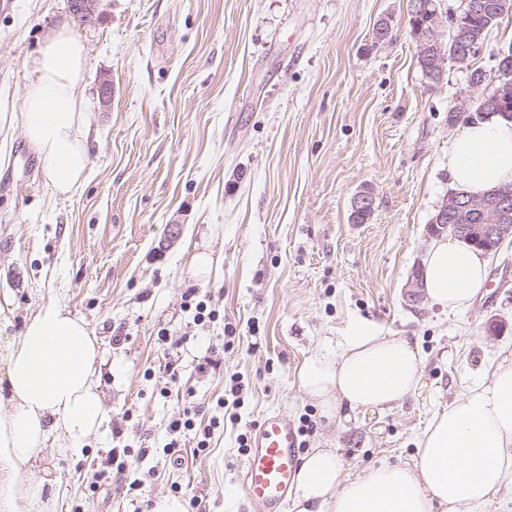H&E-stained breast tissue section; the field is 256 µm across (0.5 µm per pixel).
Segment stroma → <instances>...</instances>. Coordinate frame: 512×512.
I'll return each instance as SVG.
<instances>
[{"label":"stroma","instance_id":"stroma-1","mask_svg":"<svg viewBox=\"0 0 512 512\" xmlns=\"http://www.w3.org/2000/svg\"><path fill=\"white\" fill-rule=\"evenodd\" d=\"M410 0H98L77 23L88 50L84 116L95 137L83 186L55 197L21 130L0 136V348L54 299L103 342L106 431L81 456L61 449L27 471L58 487L57 512H149L154 498L203 512H261L241 488L237 436L273 411L301 427V450L334 446L347 472L402 463L429 419L512 353V240L488 257L483 296L448 314L406 285L448 196L449 109L498 85L512 11L474 64L425 76ZM68 0H0V96L17 103L27 60ZM391 24L387 40L374 30ZM110 100H102V80ZM376 197L350 218L354 195ZM217 256L209 277L191 254ZM211 295L207 326L184 305ZM406 337L426 356L421 386L397 406L322 416L295 373L354 326ZM235 335L223 343L225 326ZM169 342L159 345L157 334ZM215 365L197 369L204 358ZM242 383L239 405L220 406ZM223 417L209 450L193 433L167 456L184 409ZM148 449L139 457V449ZM122 479L92 487L107 460Z\"/></svg>","mask_w":512,"mask_h":512}]
</instances>
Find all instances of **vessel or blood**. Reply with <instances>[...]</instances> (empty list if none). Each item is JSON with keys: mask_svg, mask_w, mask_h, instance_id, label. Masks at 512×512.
<instances>
[{"mask_svg": "<svg viewBox=\"0 0 512 512\" xmlns=\"http://www.w3.org/2000/svg\"><path fill=\"white\" fill-rule=\"evenodd\" d=\"M299 434L285 414H268L244 461L243 491L263 512H281L297 472Z\"/></svg>", "mask_w": 512, "mask_h": 512, "instance_id": "b4317fda", "label": "vessel or blood"}]
</instances>
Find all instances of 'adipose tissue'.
Masks as SVG:
<instances>
[{
	"mask_svg": "<svg viewBox=\"0 0 512 512\" xmlns=\"http://www.w3.org/2000/svg\"><path fill=\"white\" fill-rule=\"evenodd\" d=\"M88 52L72 22L57 19L35 54L17 105L0 108V130L20 128L55 195L71 194L91 163L84 124ZM448 183L484 194L512 184V121L497 115L464 124L448 143ZM421 291L456 312L481 296L487 278L482 252L459 238L433 240L422 260ZM102 341L95 328L55 300L42 303L8 345L5 381L10 408L0 413V464L20 469L49 448L80 454L107 423L101 393ZM424 358L406 338L356 326L335 350L305 359L299 387L328 416L388 409L410 397ZM512 483V354L488 380L471 386L434 414L410 462L345 472L333 448L305 453L292 489L294 512H477ZM43 485L25 478L0 494L5 512H50Z\"/></svg>",
	"mask_w": 512,
	"mask_h": 512,
	"instance_id": "1",
	"label": "adipose tissue"
}]
</instances>
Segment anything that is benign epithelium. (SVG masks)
Here are the masks:
<instances>
[{
	"label": "benign epithelium",
	"instance_id": "7a95c632",
	"mask_svg": "<svg viewBox=\"0 0 512 512\" xmlns=\"http://www.w3.org/2000/svg\"><path fill=\"white\" fill-rule=\"evenodd\" d=\"M412 17L420 19L419 32L415 36L418 55L429 64L431 74H444L448 56L444 54L443 43L438 34L439 15L429 10V5L414 7ZM451 34L453 39L460 41L466 52L474 51L475 43L467 31L465 20L455 16L452 18ZM480 109L505 110L507 101L502 91L488 97L477 98ZM376 198L372 192L363 190L356 194L352 201L353 218L367 220L375 210ZM480 215L482 224L478 227L479 248L491 252L512 236V189L494 190L487 194L459 195L451 193L438 206L429 224V231L434 235H456L470 229L467 219Z\"/></svg>",
	"mask_w": 512,
	"mask_h": 512
}]
</instances>
